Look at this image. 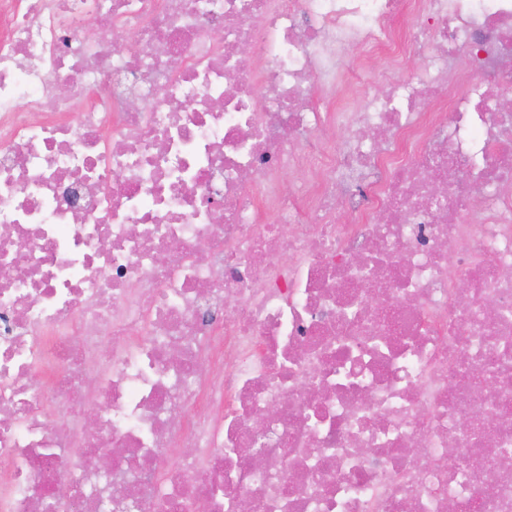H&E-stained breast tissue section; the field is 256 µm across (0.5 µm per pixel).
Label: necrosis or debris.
<instances>
[{
    "label": "necrosis or debris",
    "mask_w": 512,
    "mask_h": 512,
    "mask_svg": "<svg viewBox=\"0 0 512 512\" xmlns=\"http://www.w3.org/2000/svg\"><path fill=\"white\" fill-rule=\"evenodd\" d=\"M511 94L512 0H0V512H512ZM386 67L387 60L383 55L377 54L367 58L365 52L356 46L351 47L343 64L347 73L360 81L370 83L368 87L371 91L379 94L388 90V84L380 80V75Z\"/></svg>",
    "instance_id": "obj_1"
}]
</instances>
